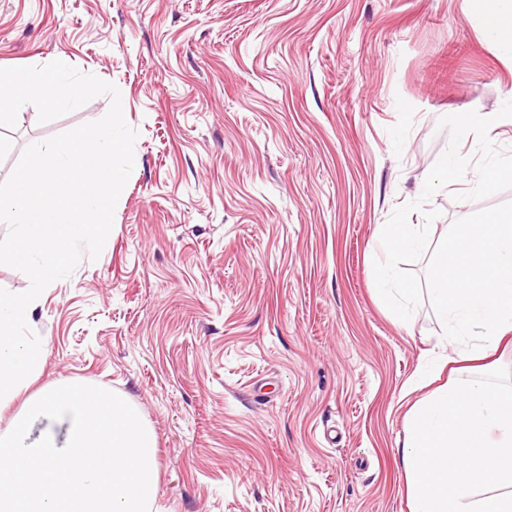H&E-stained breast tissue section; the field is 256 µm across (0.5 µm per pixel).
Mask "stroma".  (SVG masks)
<instances>
[{"label": "stroma", "mask_w": 512, "mask_h": 512, "mask_svg": "<svg viewBox=\"0 0 512 512\" xmlns=\"http://www.w3.org/2000/svg\"><path fill=\"white\" fill-rule=\"evenodd\" d=\"M55 60L113 83L140 135L100 257L28 322L36 388L129 398L158 439L152 512H410L407 411L512 369L511 341L456 362L429 301L402 325L373 268L448 145L441 118L512 99L477 0H0V67ZM109 106L46 123L23 106L0 183ZM466 190L429 199L431 243L512 201Z\"/></svg>", "instance_id": "obj_1"}]
</instances>
